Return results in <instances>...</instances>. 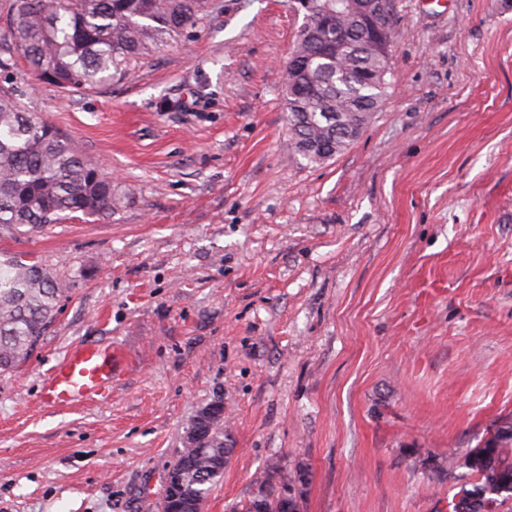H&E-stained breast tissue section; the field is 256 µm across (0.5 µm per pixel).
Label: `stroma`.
Masks as SVG:
<instances>
[{
    "mask_svg": "<svg viewBox=\"0 0 512 512\" xmlns=\"http://www.w3.org/2000/svg\"><path fill=\"white\" fill-rule=\"evenodd\" d=\"M212 3L101 89L61 92L19 58L0 72L124 199L0 229V252L69 288L0 374V512H160L219 398L235 453L203 512L273 462L307 465L304 512H449L461 458L512 417V0H395L386 103L320 165L288 149L302 15ZM85 339L118 353L111 391L46 403Z\"/></svg>",
    "mask_w": 512,
    "mask_h": 512,
    "instance_id": "35a3bbf8",
    "label": "stroma"
}]
</instances>
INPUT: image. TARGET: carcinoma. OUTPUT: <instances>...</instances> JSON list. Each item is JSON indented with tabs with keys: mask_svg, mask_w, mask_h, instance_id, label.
I'll return each instance as SVG.
<instances>
[{
	"mask_svg": "<svg viewBox=\"0 0 512 512\" xmlns=\"http://www.w3.org/2000/svg\"><path fill=\"white\" fill-rule=\"evenodd\" d=\"M285 65L290 149L311 164L342 153L386 100L395 25L375 27L380 0H308ZM210 0H9L0 30V69L22 54L39 80L65 92L96 90L131 63L174 41L208 15ZM122 199L112 179L85 162L57 130L25 112L15 89L0 86V227L42 229L79 216L109 218ZM69 288L47 268L0 253V373L31 355ZM194 421L172 462L162 512H201L235 449L224 446V404ZM474 477L453 495L452 512H481L486 499L512 498V421L463 456ZM306 466L272 464L234 512H301Z\"/></svg>",
	"mask_w": 512,
	"mask_h": 512,
	"instance_id": "carcinoma-1",
	"label": "carcinoma"
}]
</instances>
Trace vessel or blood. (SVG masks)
Returning <instances> with one entry per match:
<instances>
[{
  "label": "vessel or blood",
  "mask_w": 512,
  "mask_h": 512,
  "mask_svg": "<svg viewBox=\"0 0 512 512\" xmlns=\"http://www.w3.org/2000/svg\"><path fill=\"white\" fill-rule=\"evenodd\" d=\"M112 355L111 347L94 341L69 347L44 379L43 399L65 408L100 395L112 382Z\"/></svg>",
  "instance_id": "vessel-or-blood-1"
}]
</instances>
